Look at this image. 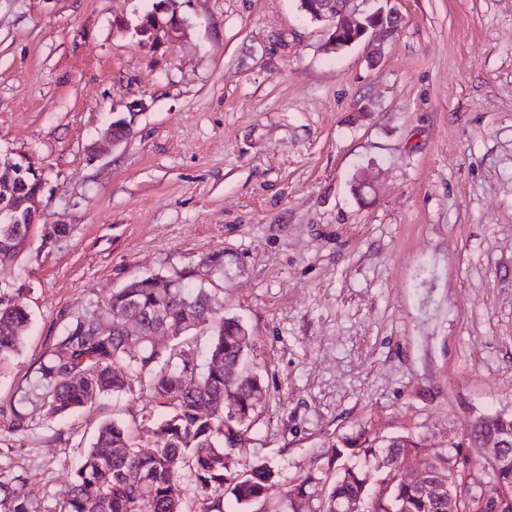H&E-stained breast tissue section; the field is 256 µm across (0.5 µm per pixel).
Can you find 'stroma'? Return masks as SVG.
Listing matches in <instances>:
<instances>
[{
	"mask_svg": "<svg viewBox=\"0 0 512 512\" xmlns=\"http://www.w3.org/2000/svg\"><path fill=\"white\" fill-rule=\"evenodd\" d=\"M391 5L377 53L327 50L299 0H177L184 28L158 48L135 28L160 0H0V157L45 179L28 247L0 265L31 314L0 425L72 321L186 274L254 340L250 457L283 483L332 477L362 429L465 443L489 481L467 438L512 414V0ZM55 224L70 234L45 244ZM164 412L138 387L2 434L0 477L58 512L103 421L147 450Z\"/></svg>",
	"mask_w": 512,
	"mask_h": 512,
	"instance_id": "obj_1",
	"label": "stroma"
}]
</instances>
